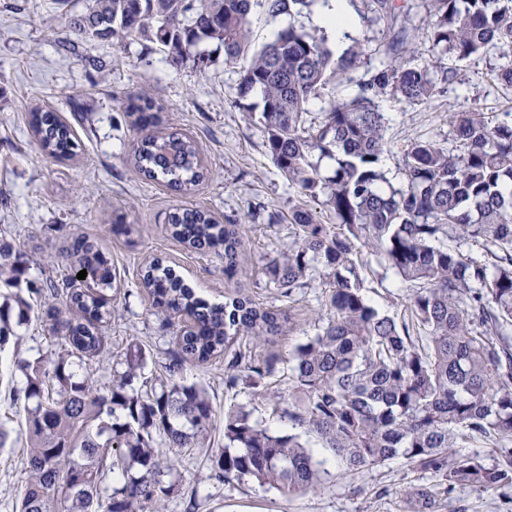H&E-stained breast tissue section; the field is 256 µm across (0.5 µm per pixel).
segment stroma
Listing matches in <instances>:
<instances>
[{
  "label": "stroma",
  "instance_id": "obj_1",
  "mask_svg": "<svg viewBox=\"0 0 512 512\" xmlns=\"http://www.w3.org/2000/svg\"><path fill=\"white\" fill-rule=\"evenodd\" d=\"M90 2L0 0V245H11L27 266L21 279L0 276V298L32 285L41 289L30 300L27 319L11 317V337L0 346V420L10 431L9 447L0 448V512H14L26 479L21 466L27 443L25 414L9 396L11 389L24 384L16 363L53 359L63 350L43 313L53 301L52 284L71 272L66 254L75 235L97 242L121 280L120 287L107 292L112 317L104 328L105 349L73 368L77 378L91 379L98 387L111 385L118 362L133 343L146 352L142 391L153 390L165 379L164 366L182 321L165 322L141 288L147 263L162 259L205 298L224 300L223 255L204 254L174 239L167 229L174 209L199 208L220 223L244 226L240 287L255 301L291 314L290 329L276 339L274 352L288 355L314 335V320L327 293L317 286L284 298L266 284L263 264L287 250L295 206L307 203L325 224L334 217L320 199L303 200L274 166L262 128L239 96L241 64L225 62L223 48L209 41L197 46L210 58L200 69L189 59L173 63L157 43L133 41L116 48L79 37L71 21L86 13ZM356 40L365 43L366 57L348 80L329 85L311 102L312 121H319L331 102L359 93L388 60L390 35L384 24L358 25L335 47V54ZM500 63L498 52L490 51L461 63L451 83L445 72L452 61L444 58L436 64L435 91L428 99L408 103L390 94L379 97L388 118L383 171L390 183L402 181V151L410 142L430 139L455 148L451 113L473 108L492 115L512 112V90H504L492 77ZM141 91L153 100L161 131L180 132L198 146L208 174L191 194L145 178L131 163L140 134L125 114V102ZM38 110L56 112L71 126L79 143L74 156L59 160L42 151L29 124L31 113ZM119 221L132 225L131 235L113 232ZM366 277V294L382 312L404 314L407 289L375 263ZM184 381L202 385L210 394L214 449L224 445L225 408L258 403L251 386L225 389L220 359L188 366ZM176 471L184 485L199 491L195 512H409L406 493L416 485L433 489L431 512H512V487L451 486L439 476L413 470L400 458L373 471L331 477L322 491L292 497L256 485L210 480L202 452L184 456Z\"/></svg>",
  "mask_w": 512,
  "mask_h": 512
}]
</instances>
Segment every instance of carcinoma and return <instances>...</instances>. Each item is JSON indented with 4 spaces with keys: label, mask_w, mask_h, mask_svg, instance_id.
<instances>
[{
    "label": "carcinoma",
    "mask_w": 512,
    "mask_h": 512,
    "mask_svg": "<svg viewBox=\"0 0 512 512\" xmlns=\"http://www.w3.org/2000/svg\"><path fill=\"white\" fill-rule=\"evenodd\" d=\"M313 0H92L74 21L77 35L115 47L136 39L156 41L171 59L208 57L190 49L202 41L224 48V61L245 57L239 94L261 95L259 123L280 173L304 197L325 196L336 224H323L300 206L292 215L288 251L268 260V283L283 297L315 281L328 288L314 335L289 352L286 393L266 397L264 382L280 358L265 348L288 329L286 309L265 307L235 289L212 303L169 266L154 261L141 287L155 306L185 314L191 325L176 336L160 393L135 388L144 355L132 344L123 371L103 391L75 380L71 359L104 349L106 290L115 280L106 255L77 236L68 257L92 271L88 290H72V277L53 288L69 304L45 312L49 330L64 340V353L46 366L18 361L24 376L13 398L24 401L27 480L15 512H164L174 494L172 458L205 451L210 478L256 483L283 496L316 493L331 476L379 468L402 457L409 466L440 474L448 485L493 489L512 486V119L497 122L473 109L452 117L462 152L433 140H415L403 151L401 187L387 183L381 168L387 152L386 115L375 99L389 92L408 102L434 90L430 66L407 46L406 26L392 0H369L370 22L395 31L393 57L354 97L336 101L319 125L308 123V104L330 80L345 79L364 55L354 42L340 56L327 39L290 25L260 49L251 50L249 17L255 6L273 16L294 17ZM431 52L455 61L499 50L507 63L494 79L512 88V0H435L429 22ZM129 98L127 116L144 136L134 165L177 190L203 177L195 143L180 133L153 132L160 121L149 105ZM32 131L54 157L74 155L69 127L52 112H35ZM336 165L321 176L313 157ZM175 239L200 252H224V279L242 271L239 224H219L207 211L178 209L168 216ZM367 248L410 291L408 313L389 316L365 294ZM24 273L20 256L0 251V274ZM31 309L21 296L0 304V345L10 333L12 310ZM224 358V388L251 382L271 425L233 405L224 412V447L208 441L213 425L209 394L187 385L190 364ZM470 442L492 448L498 462L458 457ZM112 478V493L101 485ZM414 512H427L432 493L408 491Z\"/></svg>",
    "instance_id": "1"
}]
</instances>
